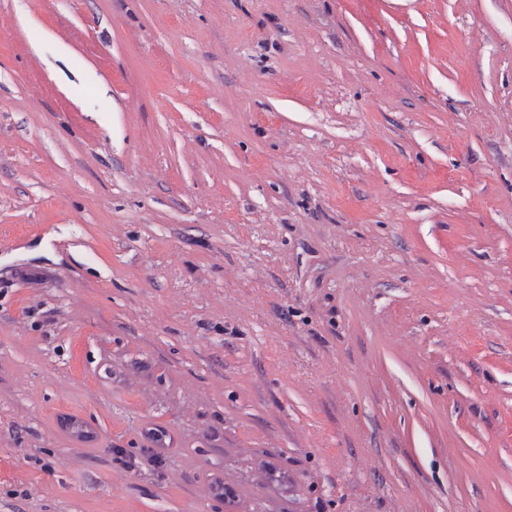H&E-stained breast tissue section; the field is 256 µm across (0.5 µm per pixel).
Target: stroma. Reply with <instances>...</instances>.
I'll return each instance as SVG.
<instances>
[{
	"instance_id": "obj_1",
	"label": "stroma",
	"mask_w": 512,
	"mask_h": 512,
	"mask_svg": "<svg viewBox=\"0 0 512 512\" xmlns=\"http://www.w3.org/2000/svg\"><path fill=\"white\" fill-rule=\"evenodd\" d=\"M0 512H512V0H0Z\"/></svg>"
}]
</instances>
